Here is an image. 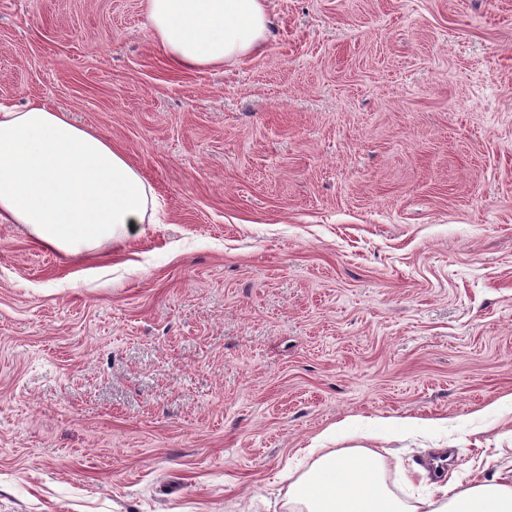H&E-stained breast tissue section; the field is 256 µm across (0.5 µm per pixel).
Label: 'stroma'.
Listing matches in <instances>:
<instances>
[{"label": "stroma", "instance_id": "35a3bbf8", "mask_svg": "<svg viewBox=\"0 0 512 512\" xmlns=\"http://www.w3.org/2000/svg\"><path fill=\"white\" fill-rule=\"evenodd\" d=\"M30 101L159 221L79 256L0 224V512H289L311 446L409 504L437 448L512 471V0H277L201 70L141 0H0Z\"/></svg>", "mask_w": 512, "mask_h": 512}]
</instances>
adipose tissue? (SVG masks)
I'll list each match as a JSON object with an SVG mask.
<instances>
[{
	"instance_id": "1",
	"label": "adipose tissue",
	"mask_w": 512,
	"mask_h": 512,
	"mask_svg": "<svg viewBox=\"0 0 512 512\" xmlns=\"http://www.w3.org/2000/svg\"><path fill=\"white\" fill-rule=\"evenodd\" d=\"M275 0H144L151 39L181 69L217 66L260 50ZM154 196L100 131L44 102L0 104V224H22L40 244L77 256L144 223ZM302 512H512V476L439 480L406 505L383 481L372 451L322 454L295 482Z\"/></svg>"
}]
</instances>
